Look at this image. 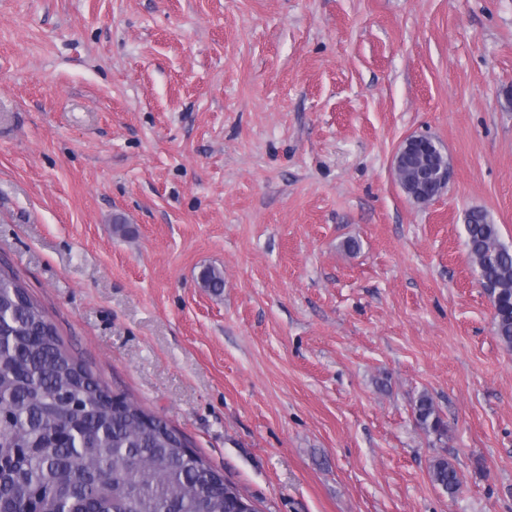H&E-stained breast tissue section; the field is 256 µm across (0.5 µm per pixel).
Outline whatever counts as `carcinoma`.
<instances>
[{
	"label": "carcinoma",
	"instance_id": "carcinoma-1",
	"mask_svg": "<svg viewBox=\"0 0 512 512\" xmlns=\"http://www.w3.org/2000/svg\"><path fill=\"white\" fill-rule=\"evenodd\" d=\"M476 280L491 298L497 338L512 348V248L481 209L465 221ZM224 291V275L201 274ZM112 391L65 348L55 325L19 279L0 268V512H234L238 487L186 455L176 429ZM419 426L440 435L431 396L415 404ZM431 477L449 496L461 488L445 458Z\"/></svg>",
	"mask_w": 512,
	"mask_h": 512
}]
</instances>
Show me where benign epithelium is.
<instances>
[{
	"label": "benign epithelium",
	"instance_id": "7a95c632",
	"mask_svg": "<svg viewBox=\"0 0 512 512\" xmlns=\"http://www.w3.org/2000/svg\"><path fill=\"white\" fill-rule=\"evenodd\" d=\"M437 143L426 136L407 138L395 155L394 168L399 183H413L411 199L417 203L427 202L439 196L448 185V165L436 163L429 166L426 162L416 163L413 156L425 158L434 151Z\"/></svg>",
	"mask_w": 512,
	"mask_h": 512
}]
</instances>
